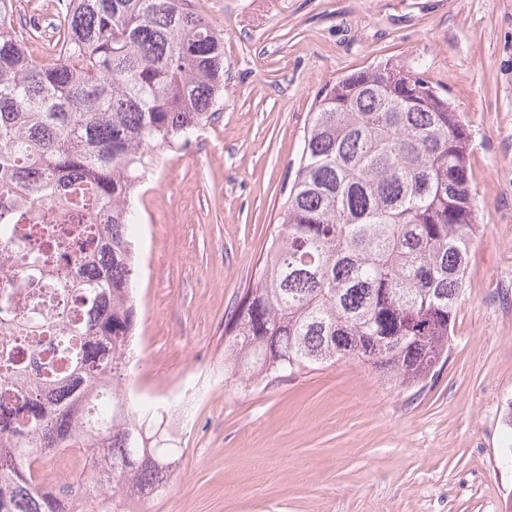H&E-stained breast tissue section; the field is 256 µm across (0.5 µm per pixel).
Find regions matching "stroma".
Masks as SVG:
<instances>
[{
  "instance_id": "stroma-1",
  "label": "stroma",
  "mask_w": 512,
  "mask_h": 512,
  "mask_svg": "<svg viewBox=\"0 0 512 512\" xmlns=\"http://www.w3.org/2000/svg\"><path fill=\"white\" fill-rule=\"evenodd\" d=\"M224 35L213 120L163 149L135 200L137 326L126 383L167 401L221 384L174 432L162 496L139 512H506L512 402V0H193ZM446 94L469 132L480 230L448 360L390 389L343 359L270 385L224 370V322L258 279L312 113L345 75L383 62ZM86 454L45 460L59 487Z\"/></svg>"
}]
</instances>
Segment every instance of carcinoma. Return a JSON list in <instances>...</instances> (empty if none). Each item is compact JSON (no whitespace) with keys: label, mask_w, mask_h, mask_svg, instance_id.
I'll return each instance as SVG.
<instances>
[{"label":"carcinoma","mask_w":512,"mask_h":512,"mask_svg":"<svg viewBox=\"0 0 512 512\" xmlns=\"http://www.w3.org/2000/svg\"><path fill=\"white\" fill-rule=\"evenodd\" d=\"M52 64L28 53L16 0H0V256L57 254L56 315L21 314L0 287V512H130L166 484L178 449L149 440L125 371L137 324L131 205L152 152L214 116L224 35L192 0H68ZM469 134L448 99L391 63L319 100L255 287L224 323V367L251 386L357 359L393 388H422L448 358L476 214ZM68 204L54 224L43 218ZM112 382V425L83 427ZM91 454L48 488L30 456Z\"/></svg>","instance_id":"cac0c4a2"}]
</instances>
